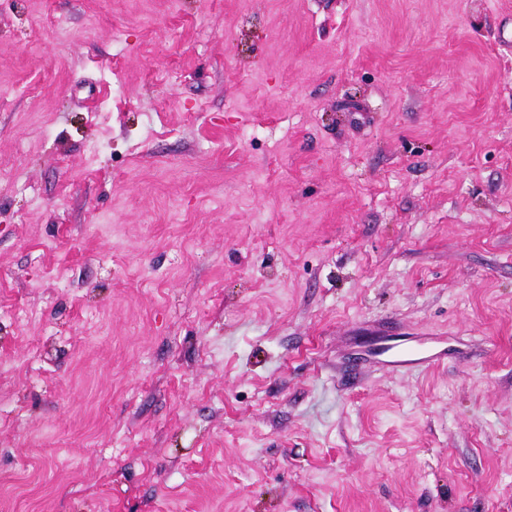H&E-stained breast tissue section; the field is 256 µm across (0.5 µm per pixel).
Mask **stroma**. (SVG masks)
<instances>
[{"label": "stroma", "mask_w": 512, "mask_h": 512, "mask_svg": "<svg viewBox=\"0 0 512 512\" xmlns=\"http://www.w3.org/2000/svg\"><path fill=\"white\" fill-rule=\"evenodd\" d=\"M506 29L0 0V512H512ZM382 353H390L385 363L395 369L413 368L430 365L439 360V356L427 349L411 348L401 344H388Z\"/></svg>", "instance_id": "35a3bbf8"}]
</instances>
